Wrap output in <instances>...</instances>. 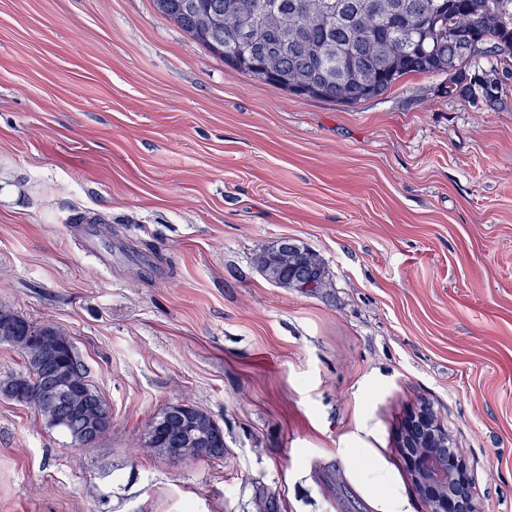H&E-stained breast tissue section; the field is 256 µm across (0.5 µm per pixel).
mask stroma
<instances>
[{
	"label": "stroma",
	"mask_w": 512,
	"mask_h": 512,
	"mask_svg": "<svg viewBox=\"0 0 512 512\" xmlns=\"http://www.w3.org/2000/svg\"><path fill=\"white\" fill-rule=\"evenodd\" d=\"M345 106L233 71L152 0H0V303L66 330L112 428L0 399V512H422L431 402L512 512V80ZM282 237L329 285L268 282ZM186 400L224 455L137 453Z\"/></svg>",
	"instance_id": "1"
}]
</instances>
